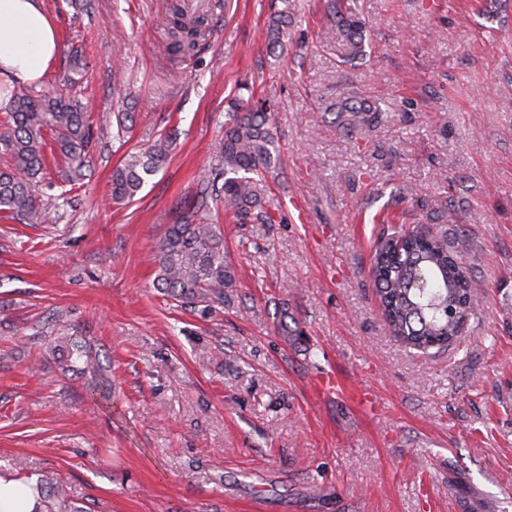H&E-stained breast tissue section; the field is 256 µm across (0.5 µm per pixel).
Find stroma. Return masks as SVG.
Returning <instances> with one entry per match:
<instances>
[{"mask_svg":"<svg viewBox=\"0 0 512 512\" xmlns=\"http://www.w3.org/2000/svg\"><path fill=\"white\" fill-rule=\"evenodd\" d=\"M43 4L60 53L39 87L80 86L90 166L68 193L49 167L44 223L0 216V474L60 481L84 512H512V0H356L350 62L326 0H292L283 49L271 0H229L186 57L170 0ZM350 95L382 106L373 131L337 128ZM260 101L276 221L220 218L231 301L177 307L152 257L230 103ZM163 140L159 172L108 202L124 157ZM389 223L446 234L479 285L448 349H408L382 319L369 269ZM58 336L106 367L110 405L58 368ZM284 7L270 15L268 21L269 39L280 46L282 49L288 42V24L290 19V11L288 0L281 1Z\"/></svg>","mask_w":512,"mask_h":512,"instance_id":"1","label":"stroma"}]
</instances>
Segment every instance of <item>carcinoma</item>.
<instances>
[{"mask_svg":"<svg viewBox=\"0 0 512 512\" xmlns=\"http://www.w3.org/2000/svg\"><path fill=\"white\" fill-rule=\"evenodd\" d=\"M345 0H330L336 28L328 36L346 47L347 55L362 52L361 28L354 8ZM285 7L270 15L269 39L280 47L288 42L290 19ZM172 54L187 55L204 36V18L185 19L179 5L169 7ZM345 118L346 131L354 132L369 121L375 106L358 97H346L334 104ZM53 134L56 151L69 173L81 174L89 163L90 126L88 114L77 91L21 89L13 93L12 112L0 124V151L9 162L0 169V212L23 224H40L44 211L37 202L38 179L43 175L45 135ZM168 146L158 143L127 156L112 173L111 200H131L146 178L155 175L165 161ZM218 165L203 177L182 222L170 227L154 256L156 286L184 307L207 312L224 308L230 292L237 287L231 263L224 253V237L218 224L199 217L210 203L239 223H276L264 207L269 190L268 177L282 168L283 157L277 132L261 109L233 112L224 123V141L217 151ZM370 275L383 319L392 336L412 350L425 353L448 347L462 334L468 318L479 307L477 285L465 266L460 251L448 246L423 225L394 226L378 238L371 259ZM84 359L83 371L92 374L91 396L109 402L111 387L102 377L92 356L81 349L67 351ZM48 512H77L68 501L63 485L47 494Z\"/></svg>","mask_w":512,"mask_h":512,"instance_id":"cac0c4a2","label":"carcinoma"}]
</instances>
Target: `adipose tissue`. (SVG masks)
Segmentation results:
<instances>
[{
	"label": "adipose tissue",
	"instance_id": "ef3b65f1",
	"mask_svg": "<svg viewBox=\"0 0 512 512\" xmlns=\"http://www.w3.org/2000/svg\"><path fill=\"white\" fill-rule=\"evenodd\" d=\"M60 50L41 0H0V84H35ZM0 512H42L31 484L0 476Z\"/></svg>",
	"mask_w": 512,
	"mask_h": 512
}]
</instances>
